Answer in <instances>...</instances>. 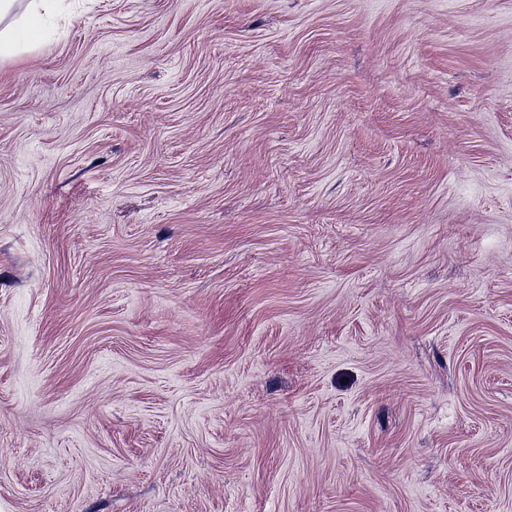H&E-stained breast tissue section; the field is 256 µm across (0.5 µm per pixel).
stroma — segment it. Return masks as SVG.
Listing matches in <instances>:
<instances>
[{"instance_id": "35a3bbf8", "label": "stroma", "mask_w": 512, "mask_h": 512, "mask_svg": "<svg viewBox=\"0 0 512 512\" xmlns=\"http://www.w3.org/2000/svg\"><path fill=\"white\" fill-rule=\"evenodd\" d=\"M0 512H512V0H69L0 62Z\"/></svg>"}]
</instances>
